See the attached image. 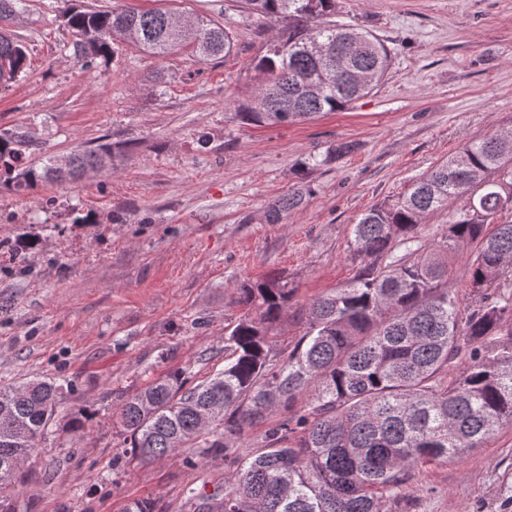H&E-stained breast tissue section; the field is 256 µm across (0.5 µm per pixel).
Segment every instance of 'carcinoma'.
I'll use <instances>...</instances> for the list:
<instances>
[{"instance_id": "1", "label": "carcinoma", "mask_w": 512, "mask_h": 512, "mask_svg": "<svg viewBox=\"0 0 512 512\" xmlns=\"http://www.w3.org/2000/svg\"><path fill=\"white\" fill-rule=\"evenodd\" d=\"M335 0H242V8L279 22L255 63L257 90L238 105L245 124H280L346 109L387 77L391 51L368 31L331 19ZM162 8L75 10L67 24L85 67L109 64L116 39L167 56L192 40L202 61L231 54L224 25L178 24ZM326 57L312 54L313 43ZM27 50L0 33V89L25 71ZM24 132L0 134V171L19 189L78 177L112 159V146L76 154L61 166L27 160ZM440 240L417 229L457 201ZM302 202L277 201L269 220ZM512 133L466 142L414 181L402 196L375 205L352 225L354 254L364 262L347 287L316 298L306 332L287 352L272 353L268 334L290 301L279 281L241 288L247 308L224 333V370L190 385L173 371L129 396L113 414L127 452L142 461L187 444L229 454L243 431L273 410L289 413L265 432L263 445L218 498L189 490L187 512H385L420 465L448 463L482 447L512 424V300L497 294L512 278ZM405 247L393 253L394 243ZM475 245L469 287L479 305L461 307L448 293L449 260ZM451 378L446 373L456 366ZM59 387L32 380L0 389V512L55 415Z\"/></svg>"}]
</instances>
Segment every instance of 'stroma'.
<instances>
[{"instance_id": "35a3bbf8", "label": "stroma", "mask_w": 512, "mask_h": 512, "mask_svg": "<svg viewBox=\"0 0 512 512\" xmlns=\"http://www.w3.org/2000/svg\"><path fill=\"white\" fill-rule=\"evenodd\" d=\"M113 1L26 0L0 23L28 53L0 91V132L28 133L40 159L121 150L73 180L25 191L0 180V387L45 379L62 392L16 512H123L143 498L181 512L188 489L213 492L284 411L228 456L185 447L143 462L113 421L123 400L174 370L194 383L222 371L237 297L258 280L291 289L270 342L293 347L310 303L358 274L363 213L473 137L512 131V0H336V21L391 50L389 74L343 111L273 126L237 116L269 23L239 0H121L219 21L234 49L203 62L188 46L157 57L118 40L109 65L83 67L63 15ZM300 188L301 205L268 221ZM393 512H512V425L417 470Z\"/></svg>"}]
</instances>
